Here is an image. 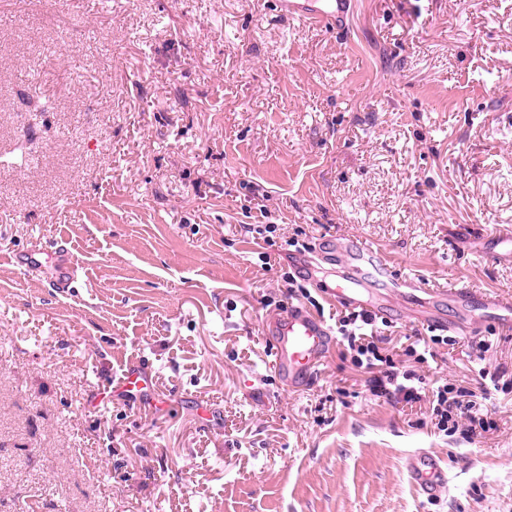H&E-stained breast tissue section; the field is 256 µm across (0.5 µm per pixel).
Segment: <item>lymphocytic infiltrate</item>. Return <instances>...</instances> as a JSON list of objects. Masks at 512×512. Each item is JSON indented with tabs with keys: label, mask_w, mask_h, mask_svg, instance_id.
Here are the masks:
<instances>
[{
	"label": "lymphocytic infiltrate",
	"mask_w": 512,
	"mask_h": 512,
	"mask_svg": "<svg viewBox=\"0 0 512 512\" xmlns=\"http://www.w3.org/2000/svg\"><path fill=\"white\" fill-rule=\"evenodd\" d=\"M335 325L353 366L378 369V376L370 382L375 396L409 407L428 401L433 429L447 436L455 433L463 421L468 422L473 433L492 429V422L479 413V397L475 391L444 379L428 383L417 371L418 366L435 360L438 348L447 344V337L433 334L412 342L403 351L407 362L400 366L381 347V329L371 313L348 308L337 314Z\"/></svg>",
	"instance_id": "obj_1"
}]
</instances>
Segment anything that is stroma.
Returning <instances> with one entry per match:
<instances>
[{"mask_svg":"<svg viewBox=\"0 0 512 512\" xmlns=\"http://www.w3.org/2000/svg\"><path fill=\"white\" fill-rule=\"evenodd\" d=\"M0 156V512H512L511 328L454 329L427 371L484 393L471 438L338 343L289 389L267 331L323 243L512 292L483 252L512 226V0H357L344 34L278 0H0ZM60 237L68 295L9 259ZM137 361L164 408L99 402ZM406 469L417 494L432 499L448 488V466L437 455L415 451L406 459Z\"/></svg>","mask_w":512,"mask_h":512,"instance_id":"obj_1","label":"stroma"}]
</instances>
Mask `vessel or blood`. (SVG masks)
Returning a JSON list of instances; mask_svg holds the SVG:
<instances>
[{
	"label": "vessel or blood",
	"mask_w": 512,
	"mask_h": 512,
	"mask_svg": "<svg viewBox=\"0 0 512 512\" xmlns=\"http://www.w3.org/2000/svg\"><path fill=\"white\" fill-rule=\"evenodd\" d=\"M354 0H279L281 12L289 18L337 27L351 13ZM25 273L50 271L49 285L56 292L68 293L78 277V268L58 242L46 243L34 253L13 256ZM346 270L325 287L334 300L353 308L378 313L384 305L372 291V281L386 279L399 298L417 299L418 315L432 318L441 306L450 305L464 315L480 313L482 318L512 327V293L483 294L471 288H452L437 293L421 280L393 273L381 251L364 245H351L345 260ZM273 355L284 382L291 388L303 385L315 373L333 336L330 326L302 307L294 306L271 323ZM115 391L129 400H140L153 392V381L141 367L128 368L118 378ZM406 469L417 494L432 499L448 488V467L437 455L416 451L408 455Z\"/></svg>",
	"instance_id": "b4317fda"
}]
</instances>
